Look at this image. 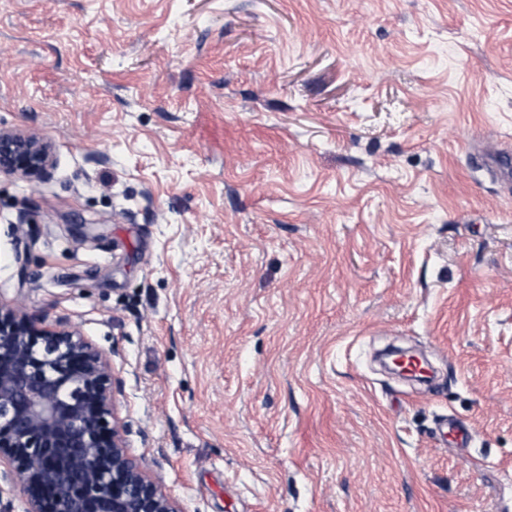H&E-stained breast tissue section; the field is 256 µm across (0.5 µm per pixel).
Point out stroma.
Masks as SVG:
<instances>
[{
	"instance_id": "obj_1",
	"label": "stroma",
	"mask_w": 512,
	"mask_h": 512,
	"mask_svg": "<svg viewBox=\"0 0 512 512\" xmlns=\"http://www.w3.org/2000/svg\"><path fill=\"white\" fill-rule=\"evenodd\" d=\"M0 129V304L182 512H512V0H0ZM54 160L51 146L34 134L0 130V171L29 182L46 178ZM508 156L509 152L507 150H501L497 146L486 147L482 153L481 167L488 173H493L502 181L510 184V180L502 168V160L507 159Z\"/></svg>"
}]
</instances>
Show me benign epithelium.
<instances>
[{
    "instance_id": "obj_1",
    "label": "benign epithelium",
    "mask_w": 512,
    "mask_h": 512,
    "mask_svg": "<svg viewBox=\"0 0 512 512\" xmlns=\"http://www.w3.org/2000/svg\"><path fill=\"white\" fill-rule=\"evenodd\" d=\"M51 146L0 130V171L46 178ZM17 475L26 512H182L126 452L112 364L76 327L0 304V479Z\"/></svg>"
}]
</instances>
